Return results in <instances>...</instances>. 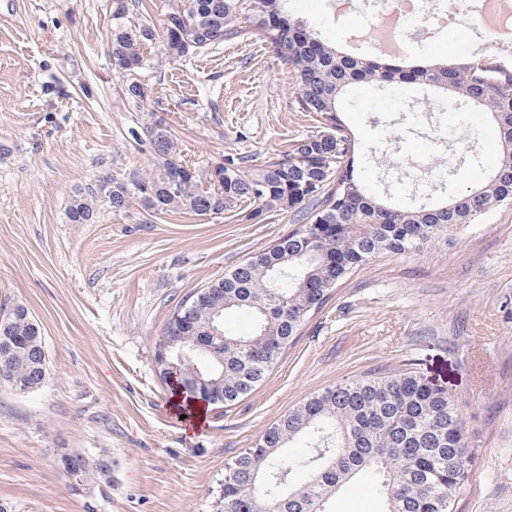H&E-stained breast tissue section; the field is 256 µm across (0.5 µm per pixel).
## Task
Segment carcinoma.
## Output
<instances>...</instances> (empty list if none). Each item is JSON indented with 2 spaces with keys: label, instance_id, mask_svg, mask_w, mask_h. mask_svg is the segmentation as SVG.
Wrapping results in <instances>:
<instances>
[{
  "label": "carcinoma",
  "instance_id": "1",
  "mask_svg": "<svg viewBox=\"0 0 512 512\" xmlns=\"http://www.w3.org/2000/svg\"><path fill=\"white\" fill-rule=\"evenodd\" d=\"M140 6L142 0H112V62L130 74L147 66L141 46L157 36L149 24L128 23ZM163 8L169 55L259 35L292 68L299 109L320 117L317 130L281 159L261 168L226 160L205 170L189 166L156 121L142 130L154 174L105 175L68 208L72 224H93L100 210L125 211L134 200L154 213L219 215L247 202L261 211L305 210L303 223L275 244L182 299L157 340L174 343L169 361L187 398L228 407L265 380L305 321L358 268L381 254L448 242L459 225L480 224L512 206V63L486 51L461 53L450 64L350 57L289 18L286 0H163ZM359 85L420 87L456 109L487 115L500 148L488 177L466 190L438 170L440 201L424 206L394 202L390 186L374 190L341 118L345 98ZM124 95L137 108L146 100L135 78ZM481 146L472 132L457 156L474 163ZM232 309L252 315L250 331L225 329L209 346L193 348L195 334ZM0 377L21 392L47 377L40 326L22 305L0 312ZM59 465L78 479L110 469L107 460L92 464L77 450L61 454ZM469 474L466 423L454 399L405 369L326 388L285 412L227 463L218 512H329L336 493L360 476L376 484L383 512H454Z\"/></svg>",
  "mask_w": 512,
  "mask_h": 512
}]
</instances>
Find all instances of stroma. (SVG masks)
I'll list each match as a JSON object with an SVG mask.
<instances>
[{"mask_svg":"<svg viewBox=\"0 0 512 512\" xmlns=\"http://www.w3.org/2000/svg\"><path fill=\"white\" fill-rule=\"evenodd\" d=\"M294 18L339 49L365 19L337 22L330 0H288ZM111 0H0V308L27 307L40 324L45 384L20 393L0 379V503L9 512H216L224 466L289 408L337 383L402 369L448 390L467 424L472 467L456 512H512V207L460 227L450 242L383 255L359 268L288 346L264 382L233 406L207 405L201 426L176 419L155 342L176 305L293 227L275 210L156 214L133 203L94 224L66 217L101 172L154 170L133 135L163 121L189 165L228 158L258 168L317 125L300 111L291 68L261 37L169 57L144 45L137 110L107 45ZM480 46L474 23L412 43L450 58ZM423 92L362 89L343 120L360 146L395 141L367 159L431 193L420 156L454 164L451 144L473 115L449 117ZM414 100L403 112L401 101ZM112 461L78 483L62 449Z\"/></svg>","mask_w":512,"mask_h":512,"instance_id":"1","label":"stroma"}]
</instances>
